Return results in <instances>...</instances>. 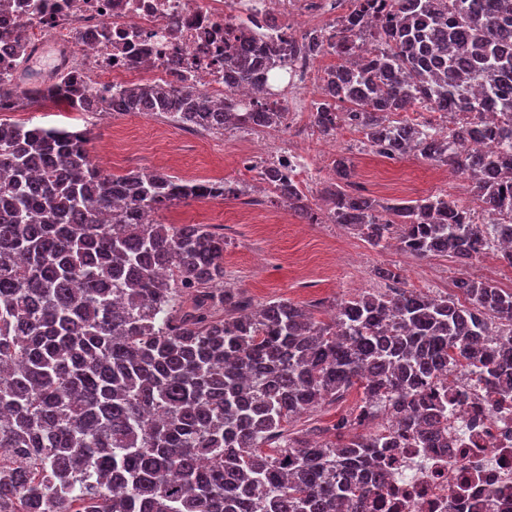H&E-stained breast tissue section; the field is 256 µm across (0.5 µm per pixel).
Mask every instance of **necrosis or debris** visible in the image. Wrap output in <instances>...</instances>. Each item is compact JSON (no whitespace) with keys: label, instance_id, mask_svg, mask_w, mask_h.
Segmentation results:
<instances>
[{"label":"necrosis or debris","instance_id":"necrosis-or-debris-1","mask_svg":"<svg viewBox=\"0 0 512 512\" xmlns=\"http://www.w3.org/2000/svg\"><path fill=\"white\" fill-rule=\"evenodd\" d=\"M347 10V0H0V73L26 78L33 89L66 76L103 103L116 89L146 81L251 107L250 86L233 83L224 67L225 24H245L265 46L281 47ZM267 75L282 82L269 98L286 106L288 126L299 133L310 109L305 90L323 86L322 57L298 45L273 57ZM244 158L304 187L318 176L305 151L292 146ZM388 427L396 434L392 466L371 512H512V396L489 395L474 368L451 377L446 440L414 448L396 422Z\"/></svg>","mask_w":512,"mask_h":512}]
</instances>
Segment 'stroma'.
Masks as SVG:
<instances>
[{
    "mask_svg": "<svg viewBox=\"0 0 512 512\" xmlns=\"http://www.w3.org/2000/svg\"><path fill=\"white\" fill-rule=\"evenodd\" d=\"M0 122L89 131L91 156L113 175L147 170L183 179L248 184L254 174L239 165L243 151L288 142L282 128L207 132L197 138L155 115L95 116L34 105L0 112ZM307 151L325 180L337 155L350 157L355 164L352 191L356 194L411 200L445 192L460 201L472 200L466 175H457L451 185L419 159L376 157L354 131L338 140L335 151L320 153L313 140ZM157 219L165 224H206L223 235L224 281L244 291L253 304L288 299L314 308L316 317L324 321L341 298L384 290V282L375 275L379 267L399 269L406 287L434 288L441 294L453 293L456 279L462 276L488 279L502 288L512 282V268L496 259L488 263L474 259L462 267L451 257L419 259L371 248L339 225L309 223L268 193L255 200L243 196L190 201L159 212Z\"/></svg>",
    "mask_w": 512,
    "mask_h": 512,
    "instance_id": "obj_1",
    "label": "stroma"
}]
</instances>
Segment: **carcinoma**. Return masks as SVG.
<instances>
[{"label": "carcinoma", "mask_w": 512, "mask_h": 512, "mask_svg": "<svg viewBox=\"0 0 512 512\" xmlns=\"http://www.w3.org/2000/svg\"><path fill=\"white\" fill-rule=\"evenodd\" d=\"M351 0L313 55L348 57L325 70L313 122L333 134L355 121L371 152L409 154L472 182L487 214L512 213V157L465 151L430 122L396 112H446L475 122L455 139L506 135L512 120V0ZM386 50L360 55L363 38ZM266 49L245 42L234 77L261 85ZM77 111L86 89L57 85ZM33 103L0 77V102ZM163 115L208 131L276 126L275 105L214 106L192 89L134 85L104 108ZM82 131L0 122V505L9 512H367L393 447L377 420L430 448L448 436V391L434 382L476 366L489 393L512 390V291L461 277L459 296L393 286L336 304L330 323L288 299L249 310L224 286V236L152 215L187 200L244 194L231 183L153 171L103 172ZM353 164L336 157L323 184L327 218L385 249L461 264L488 243L471 209L445 194L382 202L348 191ZM259 179L310 221L304 194L276 169ZM125 207L110 211L112 200ZM361 403L331 427L288 429L351 389Z\"/></svg>", "instance_id": "obj_1"}]
</instances>
